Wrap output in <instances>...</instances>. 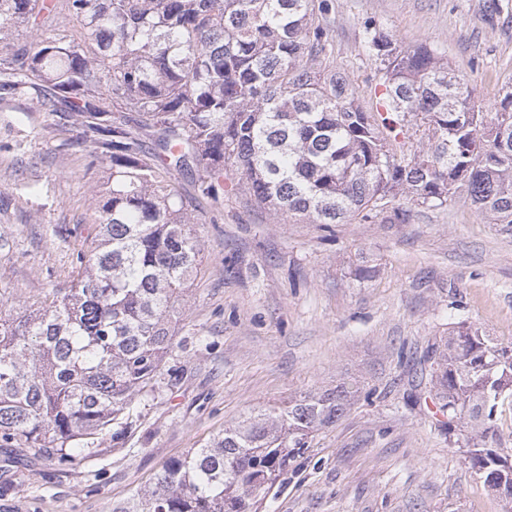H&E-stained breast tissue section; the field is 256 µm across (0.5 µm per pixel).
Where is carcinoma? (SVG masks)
Listing matches in <instances>:
<instances>
[{
    "label": "carcinoma",
    "mask_w": 512,
    "mask_h": 512,
    "mask_svg": "<svg viewBox=\"0 0 512 512\" xmlns=\"http://www.w3.org/2000/svg\"><path fill=\"white\" fill-rule=\"evenodd\" d=\"M327 0H0V94L65 112L95 134L110 174L76 278L44 306L0 316V447L73 463L84 440L128 425L135 395L161 372L180 297L198 273L196 199L224 196V172L257 203L315 224L386 209L405 224L412 203L442 206L466 192L512 228V91L489 112L466 75L433 49L396 46L373 24L383 65L376 111L364 110L328 58L317 14ZM72 22L60 26L58 17ZM33 46L4 43L11 28ZM149 132L143 139L139 131ZM422 132L421 147L404 136ZM430 364L448 424L467 419L472 467L512 495V461L492 425L512 398V350L461 324ZM356 394L339 386L279 411L259 409L206 448L166 463L154 487L112 512H254L305 448Z\"/></svg>",
    "instance_id": "1"
}]
</instances>
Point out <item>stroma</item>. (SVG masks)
<instances>
[{
	"instance_id": "obj_1",
	"label": "stroma",
	"mask_w": 512,
	"mask_h": 512,
	"mask_svg": "<svg viewBox=\"0 0 512 512\" xmlns=\"http://www.w3.org/2000/svg\"><path fill=\"white\" fill-rule=\"evenodd\" d=\"M330 59L375 110L373 22L401 49L424 44L465 74L485 107L512 89V0H330ZM85 128L0 99V307L18 317L77 271L93 236L104 164L74 145ZM224 178L193 212L201 272L174 319L151 390L123 441L82 445L74 465L0 448V512H112L162 466L203 448L252 409L352 384L353 404L307 446L257 512H512L471 467L420 359L458 323L512 348V232L455 195L386 215L314 224L275 215Z\"/></svg>"
}]
</instances>
